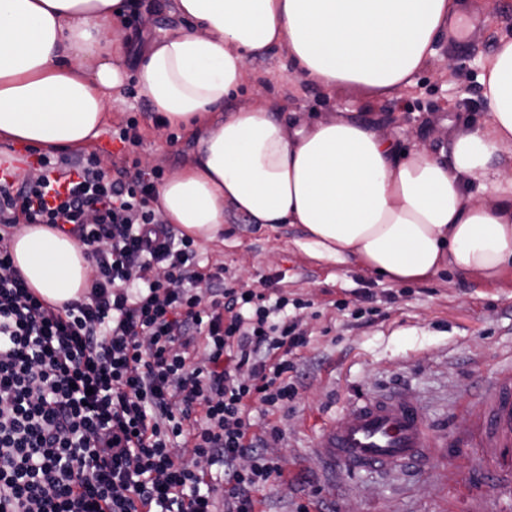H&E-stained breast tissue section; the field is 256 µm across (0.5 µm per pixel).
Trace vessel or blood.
<instances>
[{
	"label": "vessel or blood",
	"mask_w": 512,
	"mask_h": 512,
	"mask_svg": "<svg viewBox=\"0 0 512 512\" xmlns=\"http://www.w3.org/2000/svg\"><path fill=\"white\" fill-rule=\"evenodd\" d=\"M482 406L486 425L479 445L502 469L512 471V368L496 373ZM447 444L408 397L374 393L359 398L330 424L317 448L331 464L388 474L427 464L434 449Z\"/></svg>",
	"instance_id": "obj_1"
}]
</instances>
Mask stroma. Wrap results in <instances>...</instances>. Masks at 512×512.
<instances>
[{
	"label": "stroma",
	"mask_w": 512,
	"mask_h": 512,
	"mask_svg": "<svg viewBox=\"0 0 512 512\" xmlns=\"http://www.w3.org/2000/svg\"><path fill=\"white\" fill-rule=\"evenodd\" d=\"M184 21L146 7L124 17L118 35L137 62L158 31L173 34ZM512 37V0H460L459 15L435 40L431 63L412 85L378 97L362 87L328 92L291 73L279 47L247 64L253 79L232 100H262L308 120L353 112L399 143L419 139L432 152L451 146L450 128L477 124L488 110L480 75L500 39ZM137 119L141 144L127 149L112 131ZM195 143L184 130L162 126L128 79L109 103L104 132L90 148L115 172L128 156L178 171ZM296 224L269 229L234 209L224 212V236L198 241L200 266L224 265L241 285L277 288L305 301L292 315L310 332V344L292 373L296 394L286 408L249 410L250 431L264 436L262 451L282 471L259 490L260 512H474L488 500L494 512H512V495L498 492L497 472L476 448L461 447L476 428L477 408L492 377L512 367V269L495 281L448 272L394 285L357 265L319 260L297 246ZM403 391L452 445L438 449L416 473H352L328 463L316 443L328 423L358 397Z\"/></svg>",
	"instance_id": "stroma-1"
}]
</instances>
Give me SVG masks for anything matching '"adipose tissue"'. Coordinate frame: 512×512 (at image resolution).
Here are the masks:
<instances>
[{
	"instance_id": "ef3b65f1",
	"label": "adipose tissue",
	"mask_w": 512,
	"mask_h": 512,
	"mask_svg": "<svg viewBox=\"0 0 512 512\" xmlns=\"http://www.w3.org/2000/svg\"><path fill=\"white\" fill-rule=\"evenodd\" d=\"M169 4L185 29L148 43L131 71L124 42L108 35L127 0H0V141L92 144L132 73L152 111L196 140L155 199L186 235L216 239L230 206L271 229L300 225L306 253L396 284L446 271L493 281L512 269V173L492 164L512 146V39L481 75L484 121L455 127L447 157L401 148L352 116L297 124L267 101L224 104L250 82L248 60L279 46L305 83L394 95L429 65L458 0H150L157 11ZM10 251L49 303L88 284L90 263L62 230L25 226Z\"/></svg>"
}]
</instances>
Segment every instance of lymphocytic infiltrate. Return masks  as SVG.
<instances>
[{"mask_svg":"<svg viewBox=\"0 0 512 512\" xmlns=\"http://www.w3.org/2000/svg\"><path fill=\"white\" fill-rule=\"evenodd\" d=\"M38 164L0 173V512H255L282 471L248 409L287 406L290 358L309 343L287 294L203 270L151 207L162 168ZM21 224L70 225L93 261L82 297L56 307L31 291L9 251Z\"/></svg>","mask_w":512,"mask_h":512,"instance_id":"lymphocytic-infiltrate-1","label":"lymphocytic infiltrate"}]
</instances>
